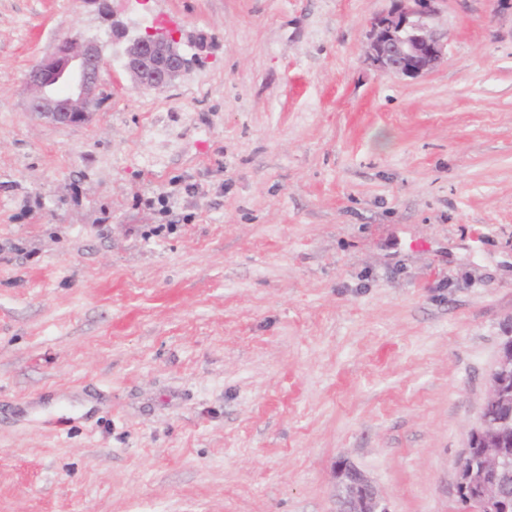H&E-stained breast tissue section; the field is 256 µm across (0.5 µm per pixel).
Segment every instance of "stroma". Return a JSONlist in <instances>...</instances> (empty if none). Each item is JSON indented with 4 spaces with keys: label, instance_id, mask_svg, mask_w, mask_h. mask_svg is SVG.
<instances>
[{
    "label": "stroma",
    "instance_id": "1",
    "mask_svg": "<svg viewBox=\"0 0 512 512\" xmlns=\"http://www.w3.org/2000/svg\"><path fill=\"white\" fill-rule=\"evenodd\" d=\"M0 0V512H463L512 336V0H448L429 74L365 59L390 0ZM201 41L163 91L111 60L81 124L27 110L68 37ZM165 197L168 213L151 201ZM336 478V512H389L376 486L354 464L339 461Z\"/></svg>",
    "mask_w": 512,
    "mask_h": 512
}]
</instances>
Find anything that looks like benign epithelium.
<instances>
[{
    "instance_id": "obj_1",
    "label": "benign epithelium",
    "mask_w": 512,
    "mask_h": 512,
    "mask_svg": "<svg viewBox=\"0 0 512 512\" xmlns=\"http://www.w3.org/2000/svg\"><path fill=\"white\" fill-rule=\"evenodd\" d=\"M446 0H391L365 32L366 60L378 72L417 78L433 71L447 54L448 34L434 26ZM113 42L124 47L120 66L135 85L163 90L189 69L188 53L178 29L159 26L133 36L113 26ZM106 65L103 46L94 38L75 37L66 48L36 64L30 74L28 111L56 124L85 122L96 106L97 77ZM512 392V343L503 345L491 376L489 401ZM480 413L456 468V493L468 494V512H512V459L502 451L512 438ZM336 512H389L372 481L354 464L341 460L336 469Z\"/></svg>"
}]
</instances>
